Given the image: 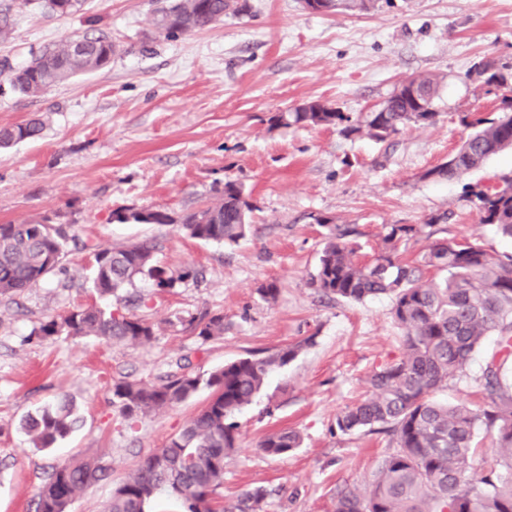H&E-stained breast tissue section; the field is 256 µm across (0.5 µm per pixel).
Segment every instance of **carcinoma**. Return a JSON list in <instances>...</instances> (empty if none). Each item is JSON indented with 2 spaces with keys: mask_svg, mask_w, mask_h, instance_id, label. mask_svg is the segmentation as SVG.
<instances>
[{
  "mask_svg": "<svg viewBox=\"0 0 512 512\" xmlns=\"http://www.w3.org/2000/svg\"><path fill=\"white\" fill-rule=\"evenodd\" d=\"M373 0H303L315 13L366 10ZM83 0H42L43 9L59 17L80 10ZM242 13L240 0H170L158 10L155 25L167 38L189 36L224 19L227 11ZM116 46L107 35L68 36L43 48L30 63L6 76L11 89L37 96L48 88L80 74L106 67ZM474 73L487 85L499 82L495 63L482 60ZM439 81L432 76L406 80L378 112L353 123L351 117L319 100L306 102L291 112H278L275 125L342 127L348 134L364 133L384 140L411 123L435 120ZM504 112L493 119L462 123L474 132L448 157L425 173L436 179H456L481 166L491 155L512 147V100H502ZM44 122L30 119L0 129V146L39 137ZM503 189H479L472 202L479 223L489 224L512 238V177L500 176ZM250 203L233 181L216 189L215 199L175 219L154 209H119L112 220L121 224H175L191 238L217 244L244 238ZM326 227L324 246L311 285L348 301L388 294L393 314L403 331L404 355L375 370L369 378L370 395L336 416L342 432L385 430L397 449L379 462L375 478L364 493L341 494L334 512H512V393L500 380L502 363L512 356V255L491 258L470 241H434L422 255L423 267L407 264L398 256L399 244L421 232L409 224H393L383 238V252L372 263L355 259L348 238L357 234L349 224L320 220ZM67 240L65 230L51 220L31 224H0V295H14L53 271L60 263ZM92 290L100 297L116 296L137 276L170 288L175 279L195 274L185 267L173 277L154 260V245L91 246ZM438 274L423 279L422 268ZM187 329L205 340L224 335V316L187 321ZM498 337V355L484 371L485 403L478 409L443 403L434 398L448 379L462 372L484 336ZM93 336L129 345H147L155 327L135 315L119 314L96 305L51 317L37 335ZM299 346L288 345L240 358L208 376L173 375L160 383L120 380L112 385V403L128 423L161 411L210 390L207 404L190 423L156 452L146 456L134 472L112 493L106 512H145L161 494L180 501L183 512H255L264 493L255 490L233 508L213 501L224 484V458L236 448L235 414L248 405L276 367L294 360ZM79 421L66 399L44 408L25 423L27 433L40 448H49L68 436ZM490 438L499 463L488 472L474 467L478 438ZM293 431L268 434L262 450L281 456L299 447ZM105 471L97 458H83L56 467L37 492L36 512H68L76 497L97 482Z\"/></svg>",
  "mask_w": 512,
  "mask_h": 512,
  "instance_id": "cac0c4a2",
  "label": "carcinoma"
}]
</instances>
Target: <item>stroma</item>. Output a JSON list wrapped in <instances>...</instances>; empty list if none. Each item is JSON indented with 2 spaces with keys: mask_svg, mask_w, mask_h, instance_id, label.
I'll use <instances>...</instances> for the list:
<instances>
[{
  "mask_svg": "<svg viewBox=\"0 0 512 512\" xmlns=\"http://www.w3.org/2000/svg\"><path fill=\"white\" fill-rule=\"evenodd\" d=\"M166 0H86L58 17L40 0H17L0 40V69L25 66L69 35L104 34L118 46L110 66L38 96L0 87V128L43 118L41 138L0 148V224L51 219L68 241L56 269L20 294L0 296V512H36L34 494L63 462L100 458L103 477L69 512H104L113 490L145 456L164 447L210 392L127 424L112 403L118 380L160 382L208 375L251 353L300 344L236 413L239 446L224 460L216 498L231 505L262 490L263 512H332L340 493L369 487L395 443L385 433L344 434L336 417L370 392L368 378L404 353L391 296L360 302L312 288L323 247L322 219L356 225L359 261H374L390 225L421 234L400 253L419 262L429 244L469 239L487 254H512V240L480 223L468 188L512 172V149L452 180L428 177L467 138L462 115L497 117L512 96V0H374L366 11L321 14L302 0H248L249 11L192 36L155 27ZM493 59L504 75L487 85L473 67ZM440 82L434 122L384 141L336 126H282L275 113L317 99L351 117L378 108L409 78ZM232 180L251 205V230L236 244L189 238L174 226L118 224L125 208L192 211ZM444 214V224L427 225ZM147 240L175 276L159 288L138 277L120 292V313L148 319L151 344L93 337L37 338L50 317L103 305L91 289L89 245ZM197 278L179 279L183 267ZM276 284L274 301L259 290ZM224 317L215 340L184 320ZM497 350L485 337L466 368L437 392L441 401H482L484 370ZM70 400L80 418L52 447H34L22 422L46 403ZM292 430L301 445L281 456L263 438Z\"/></svg>",
  "mask_w": 512,
  "mask_h": 512,
  "instance_id": "stroma-1",
  "label": "stroma"
}]
</instances>
